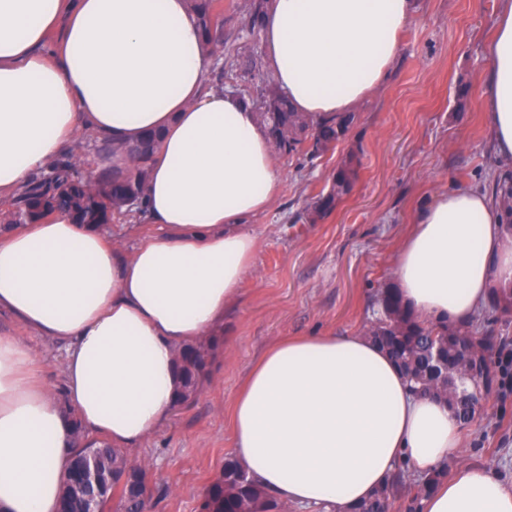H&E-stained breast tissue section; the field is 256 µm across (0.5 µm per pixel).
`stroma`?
I'll return each instance as SVG.
<instances>
[{
	"instance_id": "stroma-1",
	"label": "stroma",
	"mask_w": 512,
	"mask_h": 512,
	"mask_svg": "<svg viewBox=\"0 0 512 512\" xmlns=\"http://www.w3.org/2000/svg\"><path fill=\"white\" fill-rule=\"evenodd\" d=\"M498 0H417L381 87L355 110L357 120L334 149L309 160L278 155L276 196L249 218L257 238L254 264L237 302L224 313L217 348L197 397L129 456L149 474L151 512H200L224 460L233 456L230 405L251 364L286 336L360 331L376 310L374 293L393 284V257L415 209L432 194L491 189L499 175L486 115L476 92ZM274 76L262 40L249 58L225 68L240 83L249 67ZM360 164L349 193L322 219L307 207L331 189L349 155ZM0 336L29 340L52 387H59L63 345L40 338L8 314ZM494 465L512 488V400L491 395L478 424L463 431L449 468Z\"/></svg>"
}]
</instances>
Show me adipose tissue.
Returning <instances> with one entry per match:
<instances>
[{
  "label": "adipose tissue",
  "instance_id": "obj_1",
  "mask_svg": "<svg viewBox=\"0 0 512 512\" xmlns=\"http://www.w3.org/2000/svg\"><path fill=\"white\" fill-rule=\"evenodd\" d=\"M416 0H272L261 36L296 111L351 112L383 83ZM484 52L480 105L512 158V0ZM187 0H0V198L86 133L126 145L160 133L147 193L155 233L125 253L54 213L0 230V310L64 344L53 393L24 341L0 337V512H58L74 426L136 448L169 418L180 348L224 322L252 268L245 221L278 176L250 105L205 85L214 64ZM395 291L427 320L467 324L512 287V232L493 194L420 207L394 259ZM235 456L278 502L354 512L399 466L457 455L447 402L413 393L361 334L290 336L251 366L231 405ZM422 512H512L494 469L463 467Z\"/></svg>",
  "mask_w": 512,
  "mask_h": 512
}]
</instances>
